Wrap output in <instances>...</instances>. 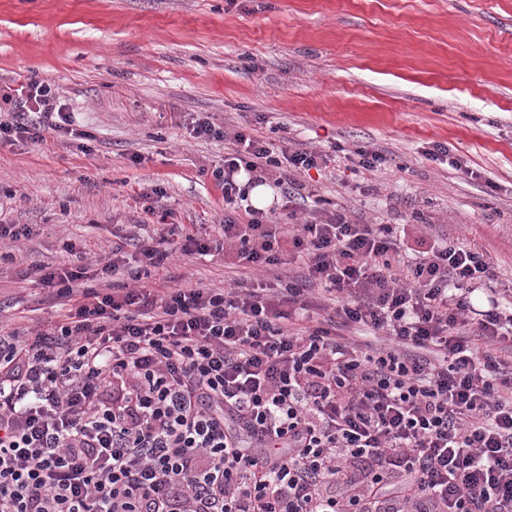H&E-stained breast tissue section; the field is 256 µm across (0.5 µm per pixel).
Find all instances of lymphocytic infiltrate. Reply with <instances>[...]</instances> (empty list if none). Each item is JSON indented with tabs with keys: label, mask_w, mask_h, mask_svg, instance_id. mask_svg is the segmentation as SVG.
I'll return each instance as SVG.
<instances>
[{
	"label": "lymphocytic infiltrate",
	"mask_w": 512,
	"mask_h": 512,
	"mask_svg": "<svg viewBox=\"0 0 512 512\" xmlns=\"http://www.w3.org/2000/svg\"><path fill=\"white\" fill-rule=\"evenodd\" d=\"M48 131L75 133L58 85L0 93V143ZM187 132L229 144L212 176L235 280L138 287L162 244L210 252L178 224L130 232L135 266L120 243L92 273L34 265L68 310L0 336V512H512V304L484 254L444 240L404 257L392 225L320 198L297 219L293 175L330 153L206 114ZM242 174L272 178L279 208L247 205ZM285 246L302 275L249 288ZM122 270L135 287L111 285Z\"/></svg>",
	"instance_id": "1"
}]
</instances>
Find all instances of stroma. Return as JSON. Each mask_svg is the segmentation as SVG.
Masks as SVG:
<instances>
[{"label": "stroma", "mask_w": 512, "mask_h": 512, "mask_svg": "<svg viewBox=\"0 0 512 512\" xmlns=\"http://www.w3.org/2000/svg\"><path fill=\"white\" fill-rule=\"evenodd\" d=\"M21 76L63 90L92 151L51 133L0 146V222L31 228L0 242V331L66 313L25 276L68 260L66 243L104 261L162 216L215 239L224 145L187 134L198 112L275 143L382 152L374 171L339 156L295 178L353 221L482 252L512 289V0H0V86ZM437 144L464 170L427 159ZM169 273L232 275L219 249L152 276Z\"/></svg>", "instance_id": "stroma-1"}]
</instances>
